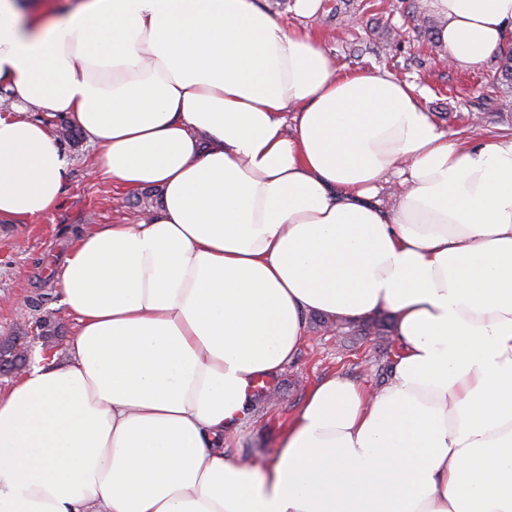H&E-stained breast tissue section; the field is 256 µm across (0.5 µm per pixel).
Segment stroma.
<instances>
[{"mask_svg":"<svg viewBox=\"0 0 512 512\" xmlns=\"http://www.w3.org/2000/svg\"><path fill=\"white\" fill-rule=\"evenodd\" d=\"M261 6L287 25L307 28L324 43L345 72L380 71L412 83L423 103L450 136L483 142L498 133L512 134V81L498 79L495 59L460 69L434 61L424 39V21H436L429 0H320L308 18L295 12V0H260ZM400 29L402 42L384 48L386 31ZM69 166L56 206L46 215L0 222V337L22 336L32 348L31 361L65 362L77 323L59 302L53 271L61 266L76 231L121 220L140 218L141 192L124 190L118 181L102 180L92 172L94 151L87 141L66 144ZM46 293L47 310L56 314L62 333L44 348L33 321L17 320L10 304ZM400 352L397 336H366L348 329L327 332L314 314L306 315L304 336L294 359L270 378L280 387L278 405L257 403L250 420L231 435L228 451L237 456L273 453L280 431L297 413L307 391L321 378L336 374L376 388L368 361Z\"/></svg>","mask_w":512,"mask_h":512,"instance_id":"1","label":"stroma"}]
</instances>
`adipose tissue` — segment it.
<instances>
[{"label": "adipose tissue", "instance_id": "obj_1", "mask_svg": "<svg viewBox=\"0 0 512 512\" xmlns=\"http://www.w3.org/2000/svg\"><path fill=\"white\" fill-rule=\"evenodd\" d=\"M430 3L449 64L512 45V0ZM4 101L0 219L60 197L46 114L162 196L59 269L77 333L0 391V512H512V135L449 137L257 0H0ZM383 310L386 385L321 380L262 466L225 454L306 313Z\"/></svg>", "mask_w": 512, "mask_h": 512}]
</instances>
